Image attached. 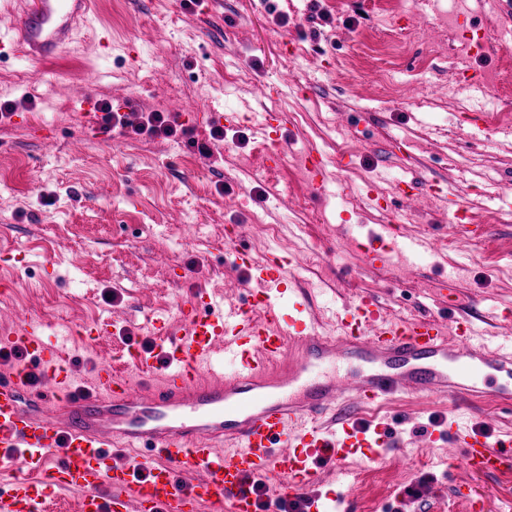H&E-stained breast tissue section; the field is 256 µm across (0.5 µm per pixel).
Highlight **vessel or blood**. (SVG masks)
<instances>
[{
    "label": "vessel or blood",
    "mask_w": 512,
    "mask_h": 512,
    "mask_svg": "<svg viewBox=\"0 0 512 512\" xmlns=\"http://www.w3.org/2000/svg\"><path fill=\"white\" fill-rule=\"evenodd\" d=\"M93 0H25L12 28L21 57L38 63L59 55L87 24ZM303 165L322 195L325 155L309 149ZM230 264L249 287L244 303L225 308L193 295L183 308L186 330L170 335L155 320V346L136 352L137 377L93 365L82 376L38 328L8 330L25 361L0 368V512H44L39 481L14 471L16 452L44 476L80 489V512H257L254 486L304 501L310 512H351L353 503H324L316 488L323 468L369 448L398 450L389 423L365 409L405 393L470 400L490 378L512 377V342L488 344L471 319L387 323L380 303L361 297L339 316L341 333L317 328L305 296L287 292L285 266L255 264L232 249ZM223 350L232 373L218 371ZM49 405L41 415L21 405L24 392ZM431 447L460 458L472 472L512 465V437L448 419ZM200 474L187 485L180 479Z\"/></svg>",
    "instance_id": "b4317fda"
}]
</instances>
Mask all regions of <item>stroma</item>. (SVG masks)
I'll use <instances>...</instances> for the list:
<instances>
[{
  "label": "stroma",
  "mask_w": 512,
  "mask_h": 512,
  "mask_svg": "<svg viewBox=\"0 0 512 512\" xmlns=\"http://www.w3.org/2000/svg\"><path fill=\"white\" fill-rule=\"evenodd\" d=\"M458 0H95L94 29L56 60L0 62V330L34 320L64 346L77 371L116 361L154 340L153 318L171 333L197 291L239 299L243 279L222 249L244 246L257 262L286 260L288 286L307 291L319 329L332 312L372 294L388 319L484 318L512 336V129L472 137L449 99L470 103L454 65L448 14ZM319 20H311L312 12ZM287 15L289 24L277 23ZM468 72L496 79L484 111L512 116V48L470 53ZM82 83L86 97L55 93L53 80ZM279 96L263 99L264 86ZM129 112H167L208 134L210 106L232 114L211 157L184 141H145L88 128L98 101ZM285 116L287 150L266 168L272 141L255 130L264 113ZM327 159L331 198L313 195L300 159ZM419 187L410 190L408 179ZM387 198V209L371 197ZM401 224V238L450 241L407 261H370L371 227ZM227 239H215V226ZM115 301H107V292ZM453 306H446V295ZM111 317L112 333L87 326ZM479 413L440 397H405L385 412L402 419L404 451L344 461L356 512H512V468L486 475L438 462L416 425L448 414L512 434V415L492 399ZM419 483L421 497L397 502Z\"/></svg>",
  "instance_id": "stroma-1"
}]
</instances>
